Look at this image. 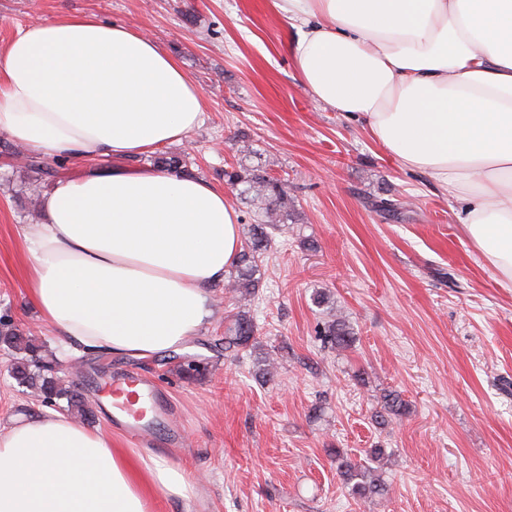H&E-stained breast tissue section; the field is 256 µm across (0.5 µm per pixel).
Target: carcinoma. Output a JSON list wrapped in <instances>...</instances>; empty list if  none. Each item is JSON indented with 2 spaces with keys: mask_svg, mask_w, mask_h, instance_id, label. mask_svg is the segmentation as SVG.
<instances>
[{
  "mask_svg": "<svg viewBox=\"0 0 512 512\" xmlns=\"http://www.w3.org/2000/svg\"><path fill=\"white\" fill-rule=\"evenodd\" d=\"M224 180L234 188H239L240 198L259 206L262 222L253 225L251 236L245 242L239 253L234 268L228 275V283L238 294L243 304L234 315L224 336V349L247 348L255 340L257 325L247 310L249 302L254 298L258 288L259 263L266 251L269 232L280 224L288 222L290 206L288 201V186L279 179L268 175L261 168H246L238 166L224 171ZM323 345L329 349H346L354 343V333L340 314H332L317 331ZM0 342L20 354V358L12 365V374L21 384L35 390L37 396L50 403L66 401L64 410L73 417L88 420L93 417V410L87 394L75 385L63 387L54 376L56 357L46 353L43 346L37 345L6 324L0 323ZM176 370L188 379H194L203 374L206 367L201 362L190 366L184 362V357H170ZM407 405L401 396L392 390H387L382 396L381 410L376 412L375 419L379 424H385L387 418L401 417L406 414ZM336 470L342 478L345 487L352 497L365 500L386 492V485L378 469L367 463L354 461L340 451L336 452Z\"/></svg>",
  "mask_w": 512,
  "mask_h": 512,
  "instance_id": "obj_1",
  "label": "carcinoma"
}]
</instances>
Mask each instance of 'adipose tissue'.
<instances>
[{"label":"adipose tissue","instance_id":"1","mask_svg":"<svg viewBox=\"0 0 512 512\" xmlns=\"http://www.w3.org/2000/svg\"><path fill=\"white\" fill-rule=\"evenodd\" d=\"M274 7L297 30L294 66L315 100L460 202L459 224L512 288V0ZM204 110L176 61L122 23L35 20L0 46V132L82 162L18 233L29 299L61 352L146 358L211 322V290L240 251L237 210L205 178L124 164L182 141ZM157 492L185 499L191 486L166 457L71 415L0 428V512H151Z\"/></svg>","mask_w":512,"mask_h":512}]
</instances>
